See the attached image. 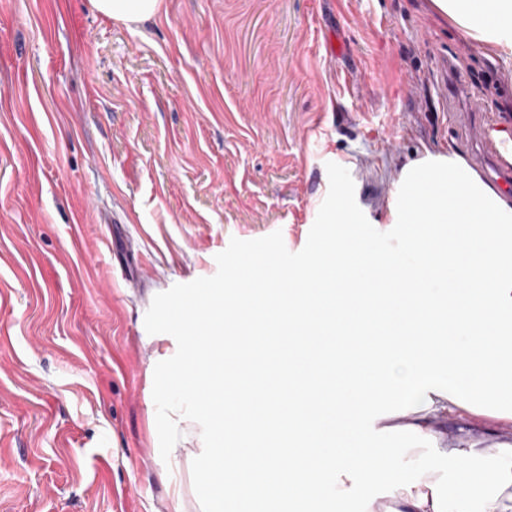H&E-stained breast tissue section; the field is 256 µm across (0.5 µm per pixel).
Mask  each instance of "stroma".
Instances as JSON below:
<instances>
[{
  "instance_id": "stroma-1",
  "label": "stroma",
  "mask_w": 512,
  "mask_h": 512,
  "mask_svg": "<svg viewBox=\"0 0 512 512\" xmlns=\"http://www.w3.org/2000/svg\"><path fill=\"white\" fill-rule=\"evenodd\" d=\"M451 60L441 76L442 60ZM512 132V58L431 0H0V512H152L159 337L214 289L378 250L403 167ZM91 8L115 23L131 24L155 18L162 0H89Z\"/></svg>"
}]
</instances>
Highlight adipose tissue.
Returning <instances> with one entry per match:
<instances>
[{
    "label": "adipose tissue",
    "mask_w": 512,
    "mask_h": 512,
    "mask_svg": "<svg viewBox=\"0 0 512 512\" xmlns=\"http://www.w3.org/2000/svg\"><path fill=\"white\" fill-rule=\"evenodd\" d=\"M120 24L162 0H89ZM471 40L512 56V0H433ZM443 176L431 190L428 175ZM403 251L342 238L310 265L185 307L186 346L160 379L159 454L202 475L209 512H512V199L456 155L404 168ZM391 334L374 346L375 324ZM203 328L206 344L195 341ZM264 335L288 358L253 353ZM460 425L448 437L444 422ZM389 435L401 448L379 447Z\"/></svg>",
    "instance_id": "1"
}]
</instances>
